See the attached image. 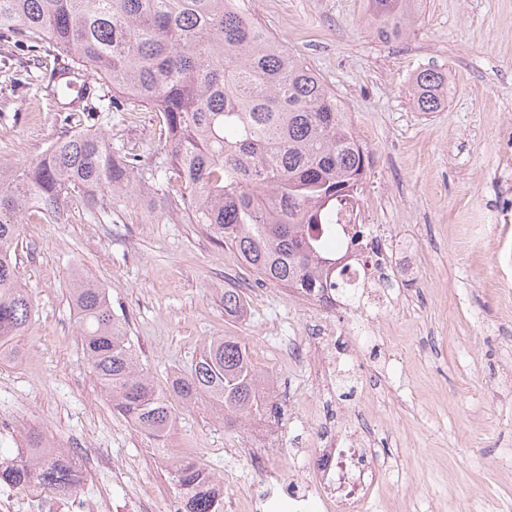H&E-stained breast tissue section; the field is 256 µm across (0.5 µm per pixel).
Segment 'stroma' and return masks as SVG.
I'll return each instance as SVG.
<instances>
[{
	"label": "stroma",
	"mask_w": 512,
	"mask_h": 512,
	"mask_svg": "<svg viewBox=\"0 0 512 512\" xmlns=\"http://www.w3.org/2000/svg\"><path fill=\"white\" fill-rule=\"evenodd\" d=\"M270 36L301 56L335 94L370 156L357 221L394 235L414 259L411 281L395 289L376 333L352 313L326 311L262 282L201 225L163 213L150 192L117 195L111 216L72 203L64 223L28 211L16 248L35 322L23 363L0 362V420L28 416L59 447L89 445L123 458L108 475L115 493L146 478L152 442L113 413L82 353L70 287L75 274L105 288L127 320L143 368L158 384L185 368L203 339L240 337L264 380L253 421L227 426L206 403L177 406L173 456L191 455L224 479L225 493L277 512L254 480L263 444L251 425L273 418L282 448L311 443L299 410L316 400L307 362L290 357L322 327L355 337L357 351L336 382V409L358 407L392 469L368 512H491L512 502V0H424L415 32L382 42L367 0H245ZM0 41V156L35 160L62 124L80 130L45 90L54 66ZM448 73L440 112H418L414 75ZM95 128L111 146L136 144L154 167L163 159L155 113L128 120L98 109ZM242 289L245 317L224 314L223 288Z\"/></svg>",
	"instance_id": "obj_1"
}]
</instances>
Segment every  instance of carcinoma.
Returning a JSON list of instances; mask_svg holds the SVG:
<instances>
[{
	"mask_svg": "<svg viewBox=\"0 0 512 512\" xmlns=\"http://www.w3.org/2000/svg\"><path fill=\"white\" fill-rule=\"evenodd\" d=\"M422 0H370L382 42L406 36ZM36 52L48 44L65 68L48 77L94 73L112 89L108 108L158 113L166 138L164 179L125 146L113 149L92 129L60 131L31 162L0 158V348L21 351L34 313L16 258L23 216L38 208L56 223L76 198L102 211L112 197L142 186L161 208L202 224L260 280L310 293L336 273L325 233L352 211L369 166L336 97L320 78L241 8L240 0H0V36ZM447 76L420 71L418 111L448 104ZM71 301L84 359L112 408L158 447L171 436L177 401L205 400L227 425L259 412L262 380L238 336L204 340L188 367L156 386L139 363L125 323L105 289L72 280ZM224 315L246 314L243 292L224 289ZM185 512H223V479L190 457L173 462ZM65 480L47 455L15 457L0 478Z\"/></svg>",
	"mask_w": 512,
	"mask_h": 512,
	"instance_id": "1",
	"label": "carcinoma"
}]
</instances>
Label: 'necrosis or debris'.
Segmentation results:
<instances>
[{"label": "necrosis or debris", "instance_id": "4bbe7bcc", "mask_svg": "<svg viewBox=\"0 0 512 512\" xmlns=\"http://www.w3.org/2000/svg\"><path fill=\"white\" fill-rule=\"evenodd\" d=\"M345 289L327 288L315 297L323 309L339 305L351 309L362 330L373 331L385 308V295L379 283L389 276L405 277L404 268L393 267L397 246L390 237H363L349 245ZM312 387L317 397L336 389L340 357L336 340L316 336L308 345ZM305 419L314 431L318 445L303 451L301 469L288 470V455L280 451L277 439H269L267 451L257 463L261 481L278 492L281 512H308L317 505L319 512H366L379 485L376 452L371 448L369 430L359 418L348 426L327 429L322 425L320 408H312ZM52 458L72 470L69 484L49 486L31 481L19 485L0 480V512H182L184 494L168 483H142L127 491L123 502L104 479L105 472H119L120 463L93 448L54 449Z\"/></svg>", "mask_w": 512, "mask_h": 512}]
</instances>
